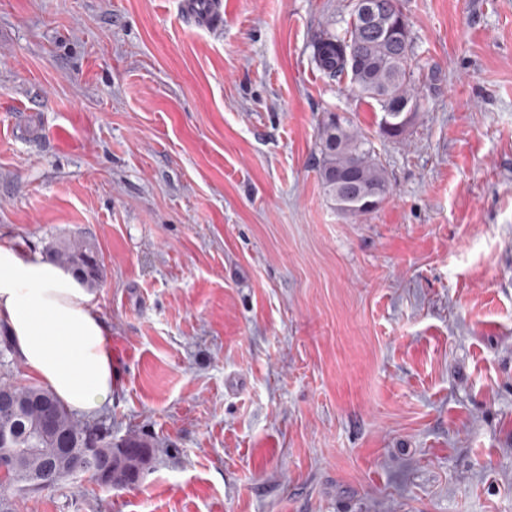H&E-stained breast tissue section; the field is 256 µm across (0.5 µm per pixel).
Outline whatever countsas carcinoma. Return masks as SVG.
Masks as SVG:
<instances>
[{
	"mask_svg": "<svg viewBox=\"0 0 512 512\" xmlns=\"http://www.w3.org/2000/svg\"><path fill=\"white\" fill-rule=\"evenodd\" d=\"M311 61L328 78H349V90L372 99L382 116L376 134L384 139L403 137L417 116L414 103L423 92L437 89L439 72L420 65L417 47L400 0H354L349 21L341 32L325 30L311 42ZM318 173L325 194L336 208L351 217L371 209L365 201L383 203L392 195L386 167L377 155L372 134L355 126L345 115L329 112L319 127ZM50 260L72 271H82V283L93 287L101 278L102 263L96 246L87 239H69L48 249ZM9 339L0 336V396L13 399V448H86L94 457L112 452V431L82 421L51 392L37 385H19L13 376ZM128 451L117 456L110 487L138 483L152 458L154 443L133 435ZM24 491L12 476L0 487V512H13L8 491Z\"/></svg>",
	"mask_w": 512,
	"mask_h": 512,
	"instance_id": "obj_1",
	"label": "carcinoma"
}]
</instances>
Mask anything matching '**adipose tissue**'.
Masks as SVG:
<instances>
[{
	"label": "adipose tissue",
	"mask_w": 512,
	"mask_h": 512,
	"mask_svg": "<svg viewBox=\"0 0 512 512\" xmlns=\"http://www.w3.org/2000/svg\"><path fill=\"white\" fill-rule=\"evenodd\" d=\"M0 323L15 355L69 409L87 414L112 400V339L77 277L0 240Z\"/></svg>",
	"instance_id": "1"
}]
</instances>
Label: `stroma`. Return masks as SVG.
<instances>
[{
  "instance_id": "stroma-1",
  "label": "stroma",
  "mask_w": 512,
  "mask_h": 512,
  "mask_svg": "<svg viewBox=\"0 0 512 512\" xmlns=\"http://www.w3.org/2000/svg\"><path fill=\"white\" fill-rule=\"evenodd\" d=\"M0 0V240H93L120 381L156 445L17 512H512V0H402L442 84L394 193L352 218L319 123L375 101L311 61L352 0ZM183 12L206 27H219L224 18L222 1L188 0L183 4Z\"/></svg>"
}]
</instances>
